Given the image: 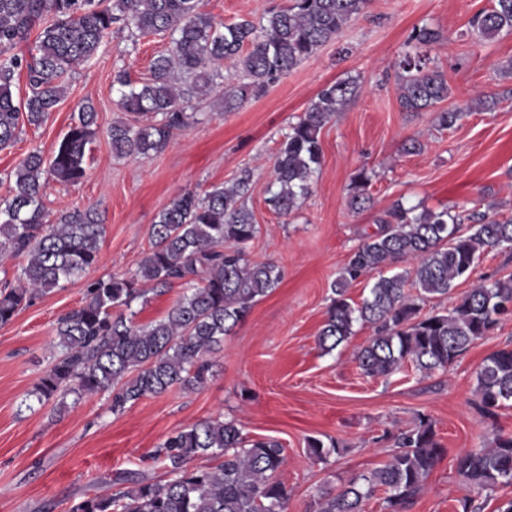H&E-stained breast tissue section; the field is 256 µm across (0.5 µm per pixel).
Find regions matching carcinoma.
<instances>
[{
  "label": "carcinoma",
  "instance_id": "cac0c4a2",
  "mask_svg": "<svg viewBox=\"0 0 512 512\" xmlns=\"http://www.w3.org/2000/svg\"><path fill=\"white\" fill-rule=\"evenodd\" d=\"M370 3L293 0L257 26L246 19L226 24L203 12L200 0H0V150L16 141L20 120L34 126L48 120L65 97L69 74L97 53L117 22L132 38H171L168 51L154 59L148 80L136 84L125 72L113 80L120 108L134 120L112 123V153L148 157L165 147L173 131L196 121L188 103L213 89L225 60H236L242 73L238 80L225 79L222 97L229 112L260 97L270 83L336 38ZM471 28L485 39L511 33L512 0H493L490 9L473 18ZM31 37L29 57L8 54ZM440 38L438 31L424 27L411 40L428 46ZM398 68L403 111H432L442 128L466 115L461 108L436 109L448 98V83L419 55L405 53ZM23 71L28 93L17 101L13 88ZM357 92L354 80L323 87L290 126L267 198L278 215L290 216L310 195L321 161L322 129ZM96 131L97 112L82 102L54 154L46 159L36 148L13 171L10 196L0 201V252L24 255L27 264L19 274L21 287L0 288V326L35 297L65 287L98 261L105 224L96 209L76 208L50 224L43 205L50 182L75 185L83 180L86 148ZM252 177L245 168L229 187L215 186L202 197L192 191L178 195L151 224V247L134 275L98 278L87 285L81 305L58 321L59 352L35 386L37 401L56 399L63 407L70 396L76 403L108 393L110 410L121 414L142 398L174 387L194 391L207 383L209 355L281 279L275 264H251L246 258V246L259 230L246 205ZM369 182L364 170L353 178L351 209L370 204ZM511 244L512 215L497 218L473 211L463 218L394 205L380 219L379 231L353 250L331 282L320 349L335 350L361 323L375 328L356 355L364 375L387 376L407 363L427 374L448 370L475 340L512 315V277L474 286L445 313L423 315L421 302L449 295L456 282L471 277L482 254ZM401 263L412 269L382 274L383 268ZM365 276L373 277L368 295L349 302L348 289ZM176 282L189 288L164 319L142 326L125 314L144 297L141 285L167 288ZM476 392L488 413L512 401V348L483 361ZM390 439L393 448L384 465L351 478L333 495L320 494L310 512H363L364 502L381 491L387 512H409L446 448L424 416ZM339 451L335 441L327 446L319 438L307 439L314 461ZM204 457L215 464L192 465ZM153 460L167 479L129 470L115 480L120 488L96 490L70 512H287L288 490L276 479L285 465L282 444L271 438L249 440L233 420L206 419L181 428L154 451ZM456 472L480 492L511 485L512 435L500 434L488 447L465 450L457 457Z\"/></svg>",
  "mask_w": 512,
  "mask_h": 512
}]
</instances>
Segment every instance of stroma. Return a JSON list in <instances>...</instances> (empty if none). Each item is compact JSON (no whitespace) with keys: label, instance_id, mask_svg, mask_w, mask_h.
Returning <instances> with one entry per match:
<instances>
[{"label":"stroma","instance_id":"35a3bbf8","mask_svg":"<svg viewBox=\"0 0 512 512\" xmlns=\"http://www.w3.org/2000/svg\"><path fill=\"white\" fill-rule=\"evenodd\" d=\"M290 0H201L207 13L233 23L260 20ZM491 0H372L367 13L348 23L310 58L270 84L259 98L224 111L217 93L193 99L197 121L176 131L166 147L147 158H118L108 131L122 116L112 81L127 72L149 78L150 66L170 38L149 34L130 39L111 31L92 61L68 78L67 94L42 125L21 124L13 146L0 150V199L8 197L12 173L33 148L51 157L67 132L77 105L90 101L99 132L85 157L78 184H49L43 197L49 219L92 206L104 219L99 261L81 278L36 298L0 327V512H69L95 488L112 485L122 472L143 470L162 478L152 462L156 448L176 430L209 418L233 419L249 438H275L286 463L278 474L290 494L288 512H308L320 492L338 491L352 477L381 467L391 447L384 433L429 416L447 453L425 481L410 512H457L467 496L456 473L462 451L490 443L496 430L512 433V405L495 416L476 406V372L494 351L512 347V316L478 339L447 371L428 375L413 365L373 378L355 356L374 334L355 324L331 353L316 342L330 305V284L364 233L395 204L512 214V99L491 112L478 100L512 90L501 67L512 60V32L480 41L471 18ZM426 26L442 33L424 47L430 67L448 82L447 107L470 106L453 128H440L433 113H407L398 101L396 64L411 51V36ZM357 79V95L323 129L321 163L312 192L289 217L268 206L273 166L290 124L304 114L326 84ZM423 144L404 149L407 139ZM251 168L248 205L259 226L248 245L250 262L277 264L282 279L211 356L213 375L195 391L177 388L146 397L115 415L98 395L58 407L38 403L31 392L57 353V322L78 307L88 283L115 274L133 275L150 249L157 215L186 191L204 193L229 185ZM367 170L370 207L346 204L352 177ZM512 275V246L486 252L470 280L451 298L426 301L424 312H443L473 285ZM187 291L176 283L133 302L134 320L163 319ZM331 437L339 453L316 462L307 437Z\"/></svg>","mask_w":512,"mask_h":512}]
</instances>
